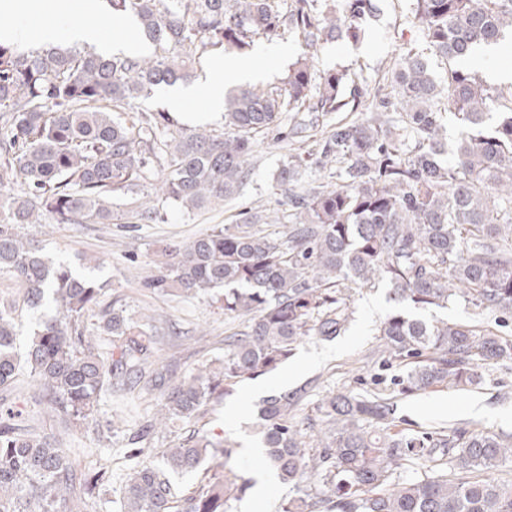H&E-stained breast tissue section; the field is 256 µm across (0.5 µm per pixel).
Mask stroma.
<instances>
[{
  "label": "stroma",
  "mask_w": 512,
  "mask_h": 512,
  "mask_svg": "<svg viewBox=\"0 0 512 512\" xmlns=\"http://www.w3.org/2000/svg\"><path fill=\"white\" fill-rule=\"evenodd\" d=\"M381 13L368 20L366 36L358 41L339 39L322 45L314 54L317 70L348 69L368 89V103L388 96L391 86L384 81L385 69L398 58L405 44L420 45L416 28L405 16L410 0H380ZM303 50L301 40L287 33L259 44L248 58L265 77L263 86L280 85L289 65ZM360 111L341 112L332 119L307 125L300 135L291 132L290 119L278 128L258 136L251 174L242 193L224 205L202 211L185 212L169 205L152 224H27L21 235L36 239L55 262L70 266L76 273L102 283V303L120 298L128 313L142 309L155 311V327L162 341L158 355L169 363L176 377H184L212 360L223 357L224 338L241 329L242 321L226 316L220 304L198 298L173 297L146 288L145 280L154 270L158 252L172 242L185 241L211 232L213 228L242 223L246 216H271L290 209L288 198L272 186V174L289 148L314 150L329 122H351ZM351 319L344 332L331 340L315 336L296 345L288 363L277 370L236 386L231 400H245L246 418L238 426H228L225 403L213 406L207 420L210 432L221 435L235 448V461L244 477L271 473L261 436L256 431L258 410L263 399L278 390H304L297 419L318 432L316 407L325 396L352 391L368 397L391 396V369L382 367L371 354L380 344L378 328L394 303L389 285L357 286L349 293ZM429 320L466 321L481 329H491L512 338V317L499 311L477 309L454 302L445 309L424 311ZM208 327L209 341L197 338L199 327ZM479 385L466 391L440 388L409 397H394L401 427L410 433L469 424L478 431L512 434V361L491 365L481 371ZM157 395L145 389L105 392L99 406L100 421H112L119 430L111 441L97 433L77 430L62 445L72 459L98 462L112 470L113 482L123 481L131 463L124 455V429L139 427L156 409Z\"/></svg>",
  "instance_id": "obj_1"
}]
</instances>
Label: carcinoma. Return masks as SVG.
<instances>
[{
  "instance_id": "obj_1",
  "label": "carcinoma",
  "mask_w": 512,
  "mask_h": 512,
  "mask_svg": "<svg viewBox=\"0 0 512 512\" xmlns=\"http://www.w3.org/2000/svg\"><path fill=\"white\" fill-rule=\"evenodd\" d=\"M112 18H136L148 51L104 56L74 47L19 50L0 42V272L19 299L0 306V391L26 368L31 399L67 428L100 434L101 395L117 378L140 382L156 336L125 315L120 299L102 309L96 336L86 313L103 286L54 265L21 224L152 223L171 202L187 212L239 194L258 136L290 114L324 116L362 103L364 89L342 69L315 72L310 51L339 37L359 39L379 0H109ZM410 23L444 62L437 78L427 56L406 48L390 71L395 101L382 100L324 137L318 157L288 155L273 177L294 210L286 239L253 229L252 219L164 247L145 285L172 296L208 298L224 315L247 318L224 337V358L180 380L156 373L160 403L151 423L127 435L135 460L120 487L118 512H228L251 481L233 451L199 428L205 408L236 383L277 369L307 336L331 338L350 318L339 285L385 280L396 303L379 336L384 365L402 367L401 396L436 387L465 389L478 368L512 359V339L465 322L429 323L405 306L445 308L463 301L512 313V82L489 83L467 67L481 51L512 41V0H413ZM305 45L283 79L262 91L224 94V130L189 127L144 103L191 76L216 49L250 52L284 30ZM457 136L448 141L444 113ZM448 161H443V156ZM335 166L331 181L296 192L311 165ZM156 184L119 203L142 182ZM55 314L16 350L19 308L45 303ZM299 391L264 400L259 420L266 457L296 494L281 512H512V479L488 474L512 457V438L466 426L412 435L397 428L394 405L351 391L322 400L314 440L302 432ZM174 422L193 426L163 464L139 447ZM218 460L224 479L181 495L169 475ZM443 475L393 481L403 462ZM112 474L74 465L59 435L0 412V512H90Z\"/></svg>"
}]
</instances>
